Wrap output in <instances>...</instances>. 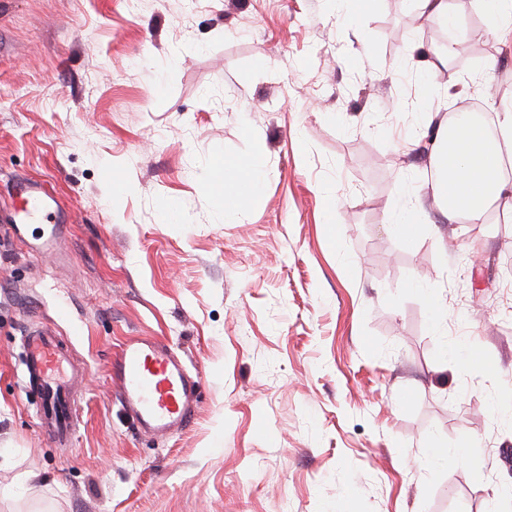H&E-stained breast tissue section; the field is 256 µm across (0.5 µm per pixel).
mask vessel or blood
Wrapping results in <instances>:
<instances>
[{
    "label": "vessel or blood",
    "mask_w": 512,
    "mask_h": 512,
    "mask_svg": "<svg viewBox=\"0 0 512 512\" xmlns=\"http://www.w3.org/2000/svg\"><path fill=\"white\" fill-rule=\"evenodd\" d=\"M12 207L13 224L49 227L50 234L40 249L50 251L60 232V205L46 185L31 179L18 183ZM23 355L24 386L34 390L46 408L44 426L58 435L67 433L76 419L61 399L66 386L62 374L68 362L66 349L49 331L42 330L24 336ZM110 372L123 405L142 433L163 436L185 427L193 418L201 378L163 341L151 337L126 341L113 358Z\"/></svg>",
    "instance_id": "vessel-or-blood-1"
}]
</instances>
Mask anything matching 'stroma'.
<instances>
[{
  "mask_svg": "<svg viewBox=\"0 0 512 512\" xmlns=\"http://www.w3.org/2000/svg\"><path fill=\"white\" fill-rule=\"evenodd\" d=\"M454 5L443 56L410 0L352 19L332 0H0V512H512V420L490 406L512 392V214L424 217L410 246L390 227L400 193L430 191L418 67L452 89L435 123L512 104V47L478 0ZM252 137L264 194L228 224L204 169ZM22 178L60 200L55 252L9 230ZM167 198L182 223L162 222ZM412 281L442 287L441 329ZM38 326L76 355L64 441L21 383ZM139 336L203 382L159 440L108 371ZM449 338L486 369L439 372ZM462 439L469 460L421 467Z\"/></svg>",
  "mask_w": 512,
  "mask_h": 512,
  "instance_id": "obj_1",
  "label": "stroma"
}]
</instances>
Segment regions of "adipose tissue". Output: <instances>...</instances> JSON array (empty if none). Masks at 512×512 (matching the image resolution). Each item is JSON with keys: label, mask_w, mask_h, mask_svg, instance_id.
<instances>
[{"label": "adipose tissue", "mask_w": 512, "mask_h": 512, "mask_svg": "<svg viewBox=\"0 0 512 512\" xmlns=\"http://www.w3.org/2000/svg\"><path fill=\"white\" fill-rule=\"evenodd\" d=\"M266 161L264 142L253 138L246 154L208 164L206 181L224 200L225 221H234L246 204L260 200ZM430 167L432 197L445 219L481 224L496 202L512 200V182L503 175L501 150L482 124H462L451 133L437 131Z\"/></svg>", "instance_id": "ef3b65f1"}]
</instances>
